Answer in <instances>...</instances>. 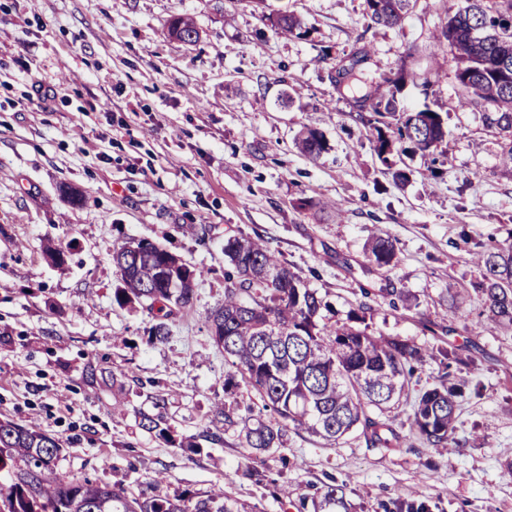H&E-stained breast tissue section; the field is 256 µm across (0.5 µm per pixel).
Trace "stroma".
Wrapping results in <instances>:
<instances>
[{"instance_id":"stroma-1","label":"stroma","mask_w":512,"mask_h":512,"mask_svg":"<svg viewBox=\"0 0 512 512\" xmlns=\"http://www.w3.org/2000/svg\"><path fill=\"white\" fill-rule=\"evenodd\" d=\"M267 2L306 35L278 36L249 0H0V419L59 439L58 470L131 495L161 472L159 495L220 486L251 512H314L328 485L352 512H512V331L488 324L472 261L476 244L512 243V175L504 137L460 107L450 49L433 39L463 0H414L396 28L372 26L364 0ZM181 12L197 44L169 42ZM362 48L366 80L429 78L399 100L441 113L436 149L378 157L376 114L336 88L337 63ZM36 76L60 93L31 106ZM96 100L107 110H90ZM307 127L326 141L314 159L296 146ZM329 201L342 218L320 211ZM378 229L396 242L395 267L367 260ZM230 236L263 239L330 321L470 359H429L409 389L446 373L479 383L460 400L459 447L423 443L405 404L391 449L290 428L278 450H246L240 427L263 403L227 393L207 322L224 302ZM132 238L205 271L163 341L141 304L115 300L113 247ZM224 402L236 427L215 412ZM145 413L164 416L167 436L140 427ZM205 430L222 442L186 449Z\"/></svg>"}]
</instances>
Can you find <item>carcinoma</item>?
<instances>
[{
  "label": "carcinoma",
  "instance_id": "1",
  "mask_svg": "<svg viewBox=\"0 0 512 512\" xmlns=\"http://www.w3.org/2000/svg\"><path fill=\"white\" fill-rule=\"evenodd\" d=\"M412 0H365L367 15L377 26L395 28L410 11ZM512 19V0H465L463 9L444 18L437 42L448 43L455 62V77L466 96L463 106L484 109L487 127L509 139L501 165L512 171V23L491 25L493 19ZM272 26L284 36L305 34L301 20L281 13ZM168 38L179 44L199 39L194 18L174 15ZM356 53L338 68V86L357 94L360 107L371 106L378 116L375 151L382 161L393 142L402 152H426L444 139L443 120L430 109L405 112L397 107V94L406 76H384L362 90ZM302 149L318 156L325 149L323 136L309 130ZM393 240L373 235L368 260L379 267L396 263ZM229 270L224 304L208 317L209 331L233 372L225 384L245 387L260 396L273 420H259L245 428V447L270 451L281 445L288 428L304 430L328 444L351 433L362 435L370 447H389L391 413L412 384L415 366L425 353L413 343L376 337L353 327L330 328L322 312L328 305L300 277L282 264L269 247L243 237L224 240ZM113 262L123 287L117 298H134L153 314L152 338L169 335L174 308L191 305L194 288L163 278L164 268L182 264L175 255L147 241L126 242L113 250ZM482 295L495 323L512 327V244L492 246L476 253ZM465 381L440 380L419 392L410 429L426 444L447 448L454 442L459 398ZM62 452L59 440L32 426L0 419V512H248L224 494L223 488L204 492L185 490L170 499L141 494L130 497L121 487L78 479L56 469ZM321 512L348 509L342 488L326 486L319 500Z\"/></svg>",
  "mask_w": 512,
  "mask_h": 512
}]
</instances>
